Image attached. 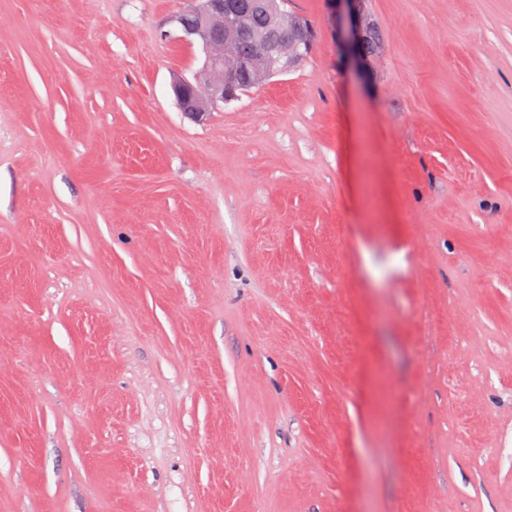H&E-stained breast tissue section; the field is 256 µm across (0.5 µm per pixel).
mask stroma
I'll return each instance as SVG.
<instances>
[{
  "mask_svg": "<svg viewBox=\"0 0 512 512\" xmlns=\"http://www.w3.org/2000/svg\"><path fill=\"white\" fill-rule=\"evenodd\" d=\"M190 5L0 0V512H512V0L201 122Z\"/></svg>",
  "mask_w": 512,
  "mask_h": 512,
  "instance_id": "1",
  "label": "stroma"
}]
</instances>
